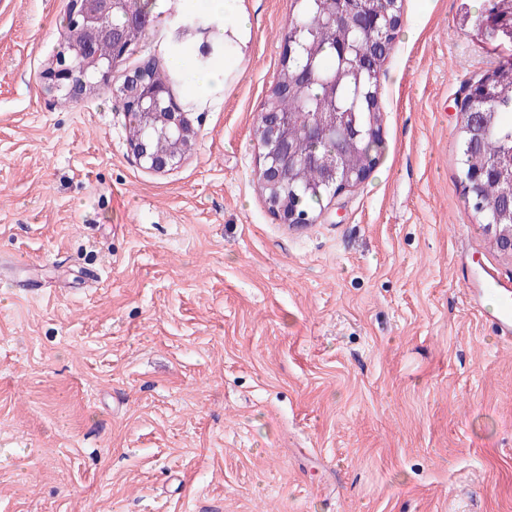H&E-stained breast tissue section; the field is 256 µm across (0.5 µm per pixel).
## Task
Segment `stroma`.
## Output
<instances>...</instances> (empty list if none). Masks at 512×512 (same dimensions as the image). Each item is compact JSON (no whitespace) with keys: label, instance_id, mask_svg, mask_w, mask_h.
Returning <instances> with one entry per match:
<instances>
[{"label":"stroma","instance_id":"stroma-1","mask_svg":"<svg viewBox=\"0 0 512 512\" xmlns=\"http://www.w3.org/2000/svg\"><path fill=\"white\" fill-rule=\"evenodd\" d=\"M462 0H402L384 151L292 227L261 195L255 118L292 0H242L230 88L172 94L196 141L140 166L113 96L166 62L165 10L109 77L45 90L69 0H0V512H512V280L468 208L464 87L512 45ZM489 286L490 288L487 290L491 291V294L497 295L499 299L497 315L494 316L493 322L505 337L510 338L512 334V285L494 279Z\"/></svg>","mask_w":512,"mask_h":512}]
</instances>
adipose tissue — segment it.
Masks as SVG:
<instances>
[{"label":"adipose tissue","mask_w":512,"mask_h":512,"mask_svg":"<svg viewBox=\"0 0 512 512\" xmlns=\"http://www.w3.org/2000/svg\"><path fill=\"white\" fill-rule=\"evenodd\" d=\"M190 10L209 15L215 27L211 32L213 42L224 46V63L221 66L204 69L193 65V54L184 51L168 58V66L174 72L192 70L189 86L194 90L211 92L227 86V79L242 69L243 52L241 47L250 30L248 15L238 5L237 0H186Z\"/></svg>","instance_id":"ef3b65f1"}]
</instances>
